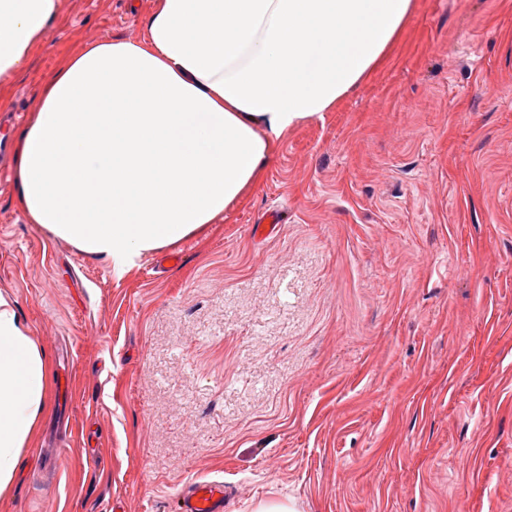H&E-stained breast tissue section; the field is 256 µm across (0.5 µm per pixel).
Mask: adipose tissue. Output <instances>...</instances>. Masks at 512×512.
Returning a JSON list of instances; mask_svg holds the SVG:
<instances>
[{"label":"adipose tissue","instance_id":"adipose-tissue-1","mask_svg":"<svg viewBox=\"0 0 512 512\" xmlns=\"http://www.w3.org/2000/svg\"><path fill=\"white\" fill-rule=\"evenodd\" d=\"M62 0H0V80ZM412 0H156L141 39L85 44L19 136L16 205L125 273L216 223L274 145L377 64ZM50 363L0 294V495L50 404Z\"/></svg>","mask_w":512,"mask_h":512}]
</instances>
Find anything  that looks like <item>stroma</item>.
<instances>
[{"instance_id":"stroma-1","label":"stroma","mask_w":512,"mask_h":512,"mask_svg":"<svg viewBox=\"0 0 512 512\" xmlns=\"http://www.w3.org/2000/svg\"><path fill=\"white\" fill-rule=\"evenodd\" d=\"M154 0H63L0 107L31 115ZM0 184V291L51 409L0 512H512V0H414L380 63L277 143L218 223L123 276ZM272 237L253 226L273 205ZM224 481L191 479L175 497L177 512H223L226 497Z\"/></svg>"}]
</instances>
